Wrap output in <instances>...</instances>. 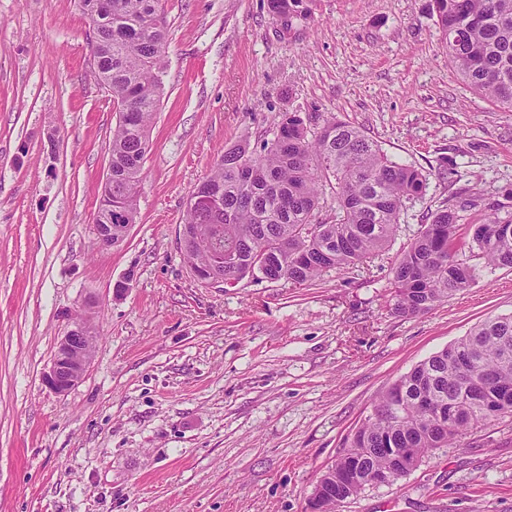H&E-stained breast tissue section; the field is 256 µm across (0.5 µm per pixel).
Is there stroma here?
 I'll use <instances>...</instances> for the list:
<instances>
[{
  "instance_id": "35a3bbf8",
  "label": "stroma",
  "mask_w": 512,
  "mask_h": 512,
  "mask_svg": "<svg viewBox=\"0 0 512 512\" xmlns=\"http://www.w3.org/2000/svg\"><path fill=\"white\" fill-rule=\"evenodd\" d=\"M165 91L137 219L109 249L93 218L117 116L75 0H0V512H309L318 478L381 395L490 317L512 268L404 316L393 269L431 213L467 243L512 219V112L463 82L430 0H161ZM359 127L426 189L378 256L296 285L201 283L186 202L275 114ZM97 338L69 392L45 386L78 315ZM341 512H512V417L369 486Z\"/></svg>"
}]
</instances>
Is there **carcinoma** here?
<instances>
[{
  "mask_svg": "<svg viewBox=\"0 0 512 512\" xmlns=\"http://www.w3.org/2000/svg\"><path fill=\"white\" fill-rule=\"evenodd\" d=\"M79 0L92 22L96 73L112 94V178L102 186L93 223L112 225V239L136 223L137 197L149 148L148 127L164 92L167 26L160 0ZM301 0H269L279 17L298 14ZM448 59L474 91L512 112V0H431ZM274 136L258 148L224 151L186 207L183 252L189 267L224 263V280L285 279L303 285L323 272L370 259L398 230L406 201L426 187L422 172L393 161L357 127L334 118L310 127L297 112L273 117ZM331 193L336 222L319 220ZM206 224L209 234L195 233ZM460 215L451 208L429 222L394 270L396 312L415 315L467 290L477 268L457 259ZM472 243L487 267H512V221L490 214ZM512 416V315L473 327L420 362L380 397L345 453L317 482L318 512H339L347 500L388 473L407 472L402 449L423 460L459 446L472 429Z\"/></svg>",
  "mask_w": 512,
  "mask_h": 512,
  "instance_id": "1",
  "label": "carcinoma"
}]
</instances>
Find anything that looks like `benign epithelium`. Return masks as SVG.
I'll list each match as a JSON object with an SVG mask.
<instances>
[{"label": "benign epithelium", "mask_w": 512, "mask_h": 512, "mask_svg": "<svg viewBox=\"0 0 512 512\" xmlns=\"http://www.w3.org/2000/svg\"><path fill=\"white\" fill-rule=\"evenodd\" d=\"M94 330L86 317L78 316L58 343L51 366L43 375L50 390L62 394L82 379L92 356Z\"/></svg>", "instance_id": "benign-epithelium-1"}]
</instances>
